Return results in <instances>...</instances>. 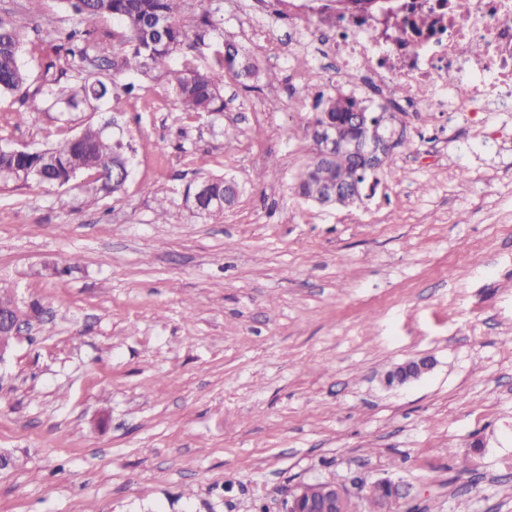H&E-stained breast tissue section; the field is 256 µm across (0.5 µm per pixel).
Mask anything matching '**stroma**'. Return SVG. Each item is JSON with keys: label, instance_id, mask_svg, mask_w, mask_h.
I'll return each mask as SVG.
<instances>
[{"label": "stroma", "instance_id": "obj_1", "mask_svg": "<svg viewBox=\"0 0 512 512\" xmlns=\"http://www.w3.org/2000/svg\"><path fill=\"white\" fill-rule=\"evenodd\" d=\"M214 3L279 74L225 76L224 112L181 111L155 73L70 124H15L0 97V147L112 118L132 147L119 194L0 183V288L44 310L0 364L21 459L0 512H282L298 484L387 476L419 512H512V112L423 113L403 180L305 201L289 185L334 74L306 83L263 0ZM216 175L239 186L220 221L184 196ZM420 356L431 372L383 384Z\"/></svg>", "mask_w": 512, "mask_h": 512}]
</instances>
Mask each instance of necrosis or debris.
<instances>
[{
	"mask_svg": "<svg viewBox=\"0 0 512 512\" xmlns=\"http://www.w3.org/2000/svg\"><path fill=\"white\" fill-rule=\"evenodd\" d=\"M418 13L430 14L433 26L412 28ZM467 42L479 43L481 53L462 56ZM328 48L342 87L390 102L404 88L403 112L512 106V0H398L392 15L349 12L336 19Z\"/></svg>",
	"mask_w": 512,
	"mask_h": 512,
	"instance_id": "obj_1",
	"label": "necrosis or debris"
}]
</instances>
